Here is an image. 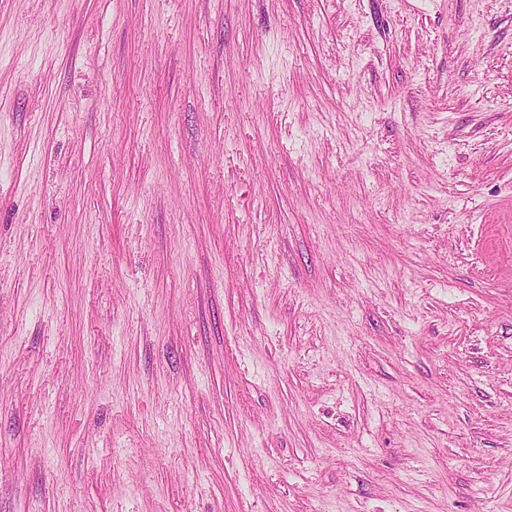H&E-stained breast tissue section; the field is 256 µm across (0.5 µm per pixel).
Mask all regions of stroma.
Listing matches in <instances>:
<instances>
[{"label": "stroma", "instance_id": "35a3bbf8", "mask_svg": "<svg viewBox=\"0 0 512 512\" xmlns=\"http://www.w3.org/2000/svg\"><path fill=\"white\" fill-rule=\"evenodd\" d=\"M0 512H512V0H0Z\"/></svg>", "mask_w": 512, "mask_h": 512}]
</instances>
